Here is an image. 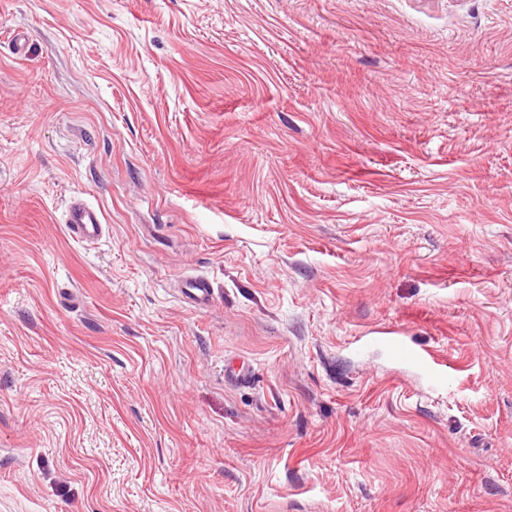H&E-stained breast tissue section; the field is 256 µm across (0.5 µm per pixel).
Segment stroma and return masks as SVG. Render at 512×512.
<instances>
[{"mask_svg": "<svg viewBox=\"0 0 512 512\" xmlns=\"http://www.w3.org/2000/svg\"><path fill=\"white\" fill-rule=\"evenodd\" d=\"M0 512H512V0H0ZM63 224L72 239L78 242H94L103 237L105 217L100 208L82 196H73L67 203ZM182 292L191 304L199 308L209 305L212 300V288L209 281L203 277L188 279Z\"/></svg>", "mask_w": 512, "mask_h": 512, "instance_id": "35a3bbf8", "label": "stroma"}]
</instances>
